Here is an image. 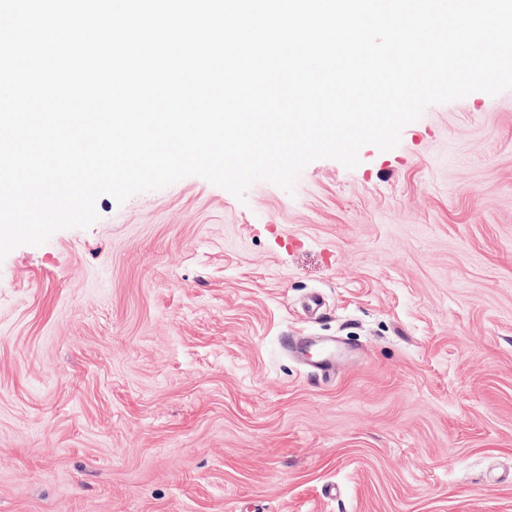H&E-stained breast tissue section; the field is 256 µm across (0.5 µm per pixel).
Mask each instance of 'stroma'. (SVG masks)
<instances>
[{"label":"stroma","mask_w":512,"mask_h":512,"mask_svg":"<svg viewBox=\"0 0 512 512\" xmlns=\"http://www.w3.org/2000/svg\"><path fill=\"white\" fill-rule=\"evenodd\" d=\"M359 159L1 260L0 512H512V90Z\"/></svg>","instance_id":"1"}]
</instances>
